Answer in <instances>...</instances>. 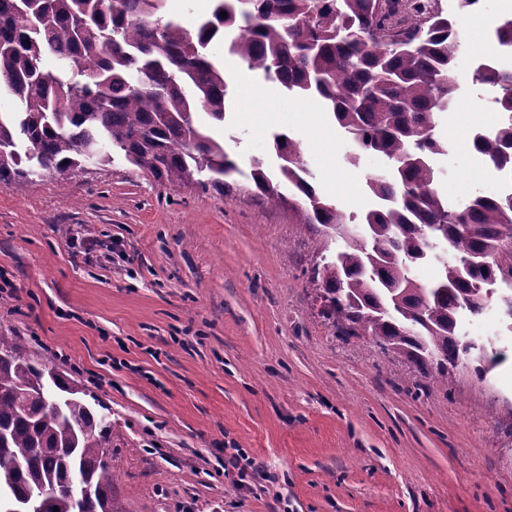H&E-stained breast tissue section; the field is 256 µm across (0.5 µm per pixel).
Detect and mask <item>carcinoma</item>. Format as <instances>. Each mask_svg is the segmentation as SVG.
Wrapping results in <instances>:
<instances>
[{
    "label": "carcinoma",
    "mask_w": 512,
    "mask_h": 512,
    "mask_svg": "<svg viewBox=\"0 0 512 512\" xmlns=\"http://www.w3.org/2000/svg\"><path fill=\"white\" fill-rule=\"evenodd\" d=\"M167 0H0V180L64 178L117 152L156 182L223 189L236 155L195 120L200 108L224 122L230 79L212 44L263 72L290 97L316 99L359 152L382 159L367 190L377 206L360 219L320 195L299 143L274 136L270 169L251 162L254 194L270 203L293 191L295 223L343 237L342 249L310 271L320 314L346 336H368L423 374L442 380L471 361L466 316L495 302L512 319V192L455 205L430 158L448 152L437 118L459 89V17L427 0H213L193 30L168 17ZM499 46L512 50V14L498 19ZM60 61L43 66L44 55ZM468 77L496 90L495 131L473 136L487 166L512 170V67L480 64ZM436 262L421 282L414 268ZM86 391L24 342L0 334V495L37 493L41 512H67L75 472L92 491L83 512H122L102 457L109 425Z\"/></svg>",
    "instance_id": "obj_1"
}]
</instances>
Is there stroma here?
Listing matches in <instances>:
<instances>
[{
  "mask_svg": "<svg viewBox=\"0 0 512 512\" xmlns=\"http://www.w3.org/2000/svg\"><path fill=\"white\" fill-rule=\"evenodd\" d=\"M485 0L460 21L461 70L494 56ZM235 94L211 127L240 160L229 188L154 182L122 156L68 179L0 180V333L51 358L111 423L124 512H512V331L499 306L462 331L501 352L434 383L398 355L335 335L309 271L340 247L258 199L254 158L298 141L314 183L346 213L375 201L361 155L317 102L298 101L214 43ZM492 90L462 78L437 134L449 198L494 194L503 174L471 147L499 123ZM253 462L225 474L233 449Z\"/></svg>",
  "mask_w": 512,
  "mask_h": 512,
  "instance_id": "1",
  "label": "stroma"
}]
</instances>
